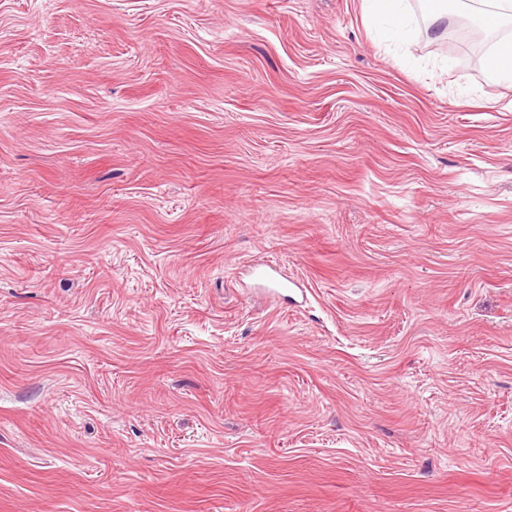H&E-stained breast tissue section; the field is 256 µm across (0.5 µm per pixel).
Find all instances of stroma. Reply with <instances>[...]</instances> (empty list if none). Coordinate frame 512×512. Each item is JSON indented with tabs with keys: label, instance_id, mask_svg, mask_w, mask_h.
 <instances>
[{
	"label": "stroma",
	"instance_id": "stroma-1",
	"mask_svg": "<svg viewBox=\"0 0 512 512\" xmlns=\"http://www.w3.org/2000/svg\"><path fill=\"white\" fill-rule=\"evenodd\" d=\"M408 8L0 0V512H512V83ZM371 16L379 23H387L393 27L401 24L406 15L404 0H366Z\"/></svg>",
	"mask_w": 512,
	"mask_h": 512
}]
</instances>
